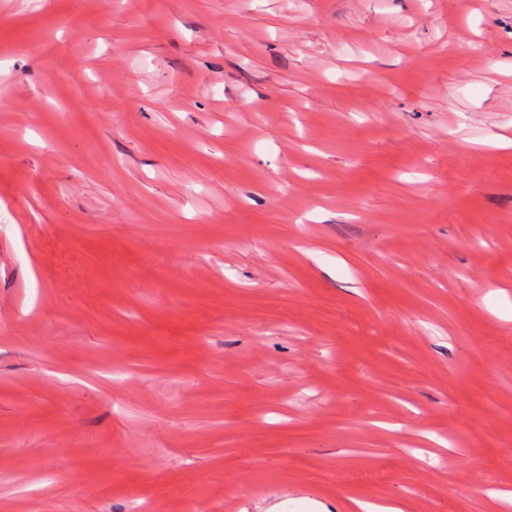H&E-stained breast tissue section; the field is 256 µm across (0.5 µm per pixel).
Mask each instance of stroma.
<instances>
[{"instance_id":"1","label":"stroma","mask_w":512,"mask_h":512,"mask_svg":"<svg viewBox=\"0 0 512 512\" xmlns=\"http://www.w3.org/2000/svg\"><path fill=\"white\" fill-rule=\"evenodd\" d=\"M512 0H0V512H512Z\"/></svg>"}]
</instances>
